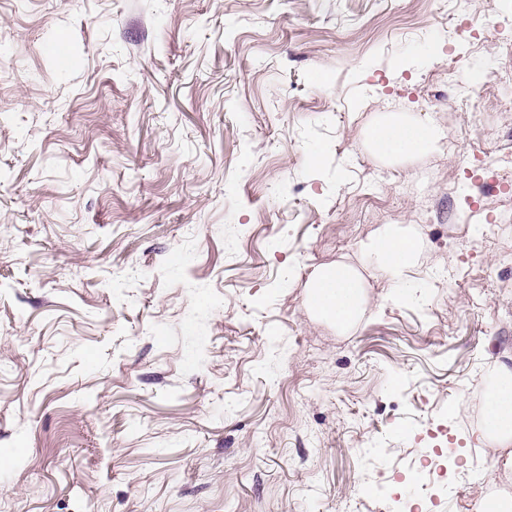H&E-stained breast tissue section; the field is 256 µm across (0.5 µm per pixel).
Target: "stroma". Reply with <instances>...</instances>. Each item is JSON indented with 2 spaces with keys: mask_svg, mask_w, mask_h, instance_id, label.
Here are the masks:
<instances>
[{
  "mask_svg": "<svg viewBox=\"0 0 512 512\" xmlns=\"http://www.w3.org/2000/svg\"><path fill=\"white\" fill-rule=\"evenodd\" d=\"M510 42L512 0H0V512H399L429 448L427 512L512 486L468 418L512 365ZM385 116L438 144L379 156ZM362 251L379 266L402 279L412 266L416 247L407 231L395 224H386L377 230L374 237L364 242ZM311 307L337 327L350 328L364 301V280L352 266L336 264L319 270L309 283Z\"/></svg>",
  "mask_w": 512,
  "mask_h": 512,
  "instance_id": "obj_1",
  "label": "stroma"
}]
</instances>
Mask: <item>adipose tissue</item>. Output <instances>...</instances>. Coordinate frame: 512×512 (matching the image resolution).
Here are the masks:
<instances>
[{"label": "adipose tissue", "instance_id": "1", "mask_svg": "<svg viewBox=\"0 0 512 512\" xmlns=\"http://www.w3.org/2000/svg\"><path fill=\"white\" fill-rule=\"evenodd\" d=\"M367 137L374 149L390 158L410 157L430 150L437 131L432 124L395 117L371 127ZM362 249L393 278H403L412 266L416 247L407 231L395 224L378 229ZM364 280L352 266L336 264L319 270L309 284L311 307L337 327H351L364 301ZM485 429L495 436L497 447L508 449L512 466V368L500 366L498 381L485 399Z\"/></svg>", "mask_w": 512, "mask_h": 512}]
</instances>
